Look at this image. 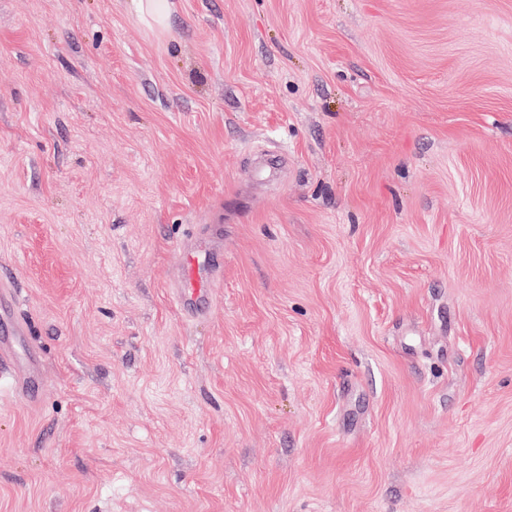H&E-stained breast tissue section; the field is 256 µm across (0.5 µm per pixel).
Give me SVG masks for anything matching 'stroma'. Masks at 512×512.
Returning a JSON list of instances; mask_svg holds the SVG:
<instances>
[{
  "label": "stroma",
  "mask_w": 512,
  "mask_h": 512,
  "mask_svg": "<svg viewBox=\"0 0 512 512\" xmlns=\"http://www.w3.org/2000/svg\"><path fill=\"white\" fill-rule=\"evenodd\" d=\"M0 278V512H512V0H0ZM138 13L150 16L159 25H164L170 11L168 0H133ZM177 264L182 277L178 285V300L184 313L196 316L208 308L207 290L212 273L222 264L218 255H205L200 261L196 244H183L178 251Z\"/></svg>",
  "instance_id": "obj_1"
}]
</instances>
